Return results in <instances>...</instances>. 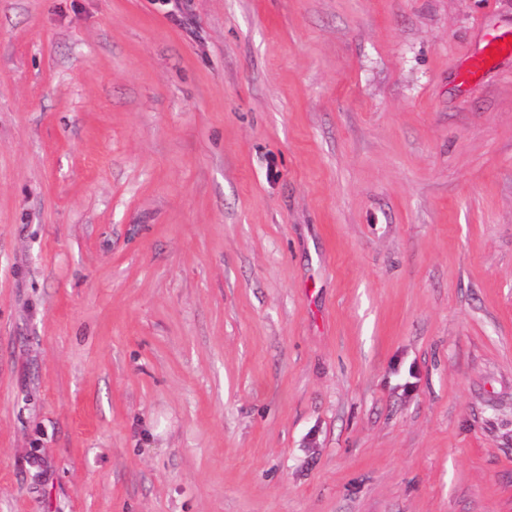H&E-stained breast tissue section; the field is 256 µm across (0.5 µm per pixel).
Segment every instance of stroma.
Wrapping results in <instances>:
<instances>
[{
	"instance_id": "35a3bbf8",
	"label": "stroma",
	"mask_w": 512,
	"mask_h": 512,
	"mask_svg": "<svg viewBox=\"0 0 512 512\" xmlns=\"http://www.w3.org/2000/svg\"><path fill=\"white\" fill-rule=\"evenodd\" d=\"M512 0H0V512H512ZM512 53V34L510 33H494L487 37L485 45V54L475 60L467 76H474L482 70L494 58L502 54Z\"/></svg>"
}]
</instances>
